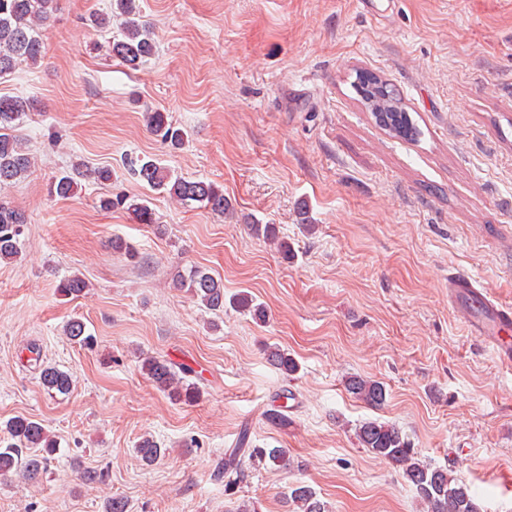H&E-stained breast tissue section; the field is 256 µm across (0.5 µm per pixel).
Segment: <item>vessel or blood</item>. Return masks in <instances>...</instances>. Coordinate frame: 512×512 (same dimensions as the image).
<instances>
[{
	"label": "vessel or blood",
	"mask_w": 512,
	"mask_h": 512,
	"mask_svg": "<svg viewBox=\"0 0 512 512\" xmlns=\"http://www.w3.org/2000/svg\"><path fill=\"white\" fill-rule=\"evenodd\" d=\"M448 295L451 301L465 304L468 327L475 336L496 352L501 363L512 366V340L506 336L512 330V305L495 300L459 273L449 274Z\"/></svg>",
	"instance_id": "vessel-or-blood-1"
}]
</instances>
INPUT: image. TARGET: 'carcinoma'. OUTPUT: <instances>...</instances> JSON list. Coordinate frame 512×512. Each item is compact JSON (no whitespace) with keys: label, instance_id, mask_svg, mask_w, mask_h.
I'll return each instance as SVG.
<instances>
[{"label":"carcinoma","instance_id":"1","mask_svg":"<svg viewBox=\"0 0 512 512\" xmlns=\"http://www.w3.org/2000/svg\"><path fill=\"white\" fill-rule=\"evenodd\" d=\"M56 10V0H0V77L14 72L19 62L33 65L43 59L41 30ZM111 12L120 13L124 21L121 37L112 41V54L131 70L141 67L156 52V42L148 24L143 19L137 0H112ZM355 89L370 108L377 124L394 136L411 139L419 134L410 114L402 106L394 89L370 72L357 75ZM33 101L23 97H0V190L24 178L33 165L30 154L22 146L17 134L19 126L33 111ZM147 128L168 146L178 149L186 139V132L158 110L145 113ZM129 173L154 190L172 196L181 204L200 203L214 213L233 211L224 190L212 182L186 180L173 174L152 159L129 156L126 159ZM110 170L91 168L77 163L60 174L52 183V192L68 198L77 190L80 180H109ZM106 210L126 209L143 224H154L155 212L149 201L115 195L101 200ZM26 229L24 215L0 197V261H12L22 251ZM252 234L277 246L283 256H288V243L279 239L276 226L252 221ZM177 282L187 288L191 297L205 309L224 311V283L207 270L196 268L188 275H178ZM87 283L81 276H67L57 284V293L67 298L85 294ZM232 306L240 313L264 322L267 311L255 303L253 297L241 292L232 298ZM69 340L81 346L94 344L93 336L86 333V325L79 318L70 319L65 326ZM33 360L38 362L42 387L50 394L67 395L73 387L72 376L54 364H41L36 348H31ZM267 361L285 376L298 371V364L285 350L270 346ZM142 366L153 385L174 400L192 401L200 396L201 387L193 369L163 357H146ZM347 390L371 406L385 403L387 393L383 383L362 376L347 379ZM356 436L361 447L377 458L402 469L403 477L412 485L418 500L427 504V512H479L470 487L445 468L421 460L420 452L394 425L377 419L359 424ZM57 451V441L45 425L35 419L16 416L5 425V435L0 438V477L18 469L31 481L47 473ZM141 461L154 464L166 454V449L150 436L142 437L136 445ZM260 465L287 470L291 467L288 452L283 448H257L253 446L249 429L239 433L235 448L224 453V475L244 476V466ZM286 512H329L324 501L307 484L291 486L284 497Z\"/></svg>","mask_w":512,"mask_h":512}]
</instances>
